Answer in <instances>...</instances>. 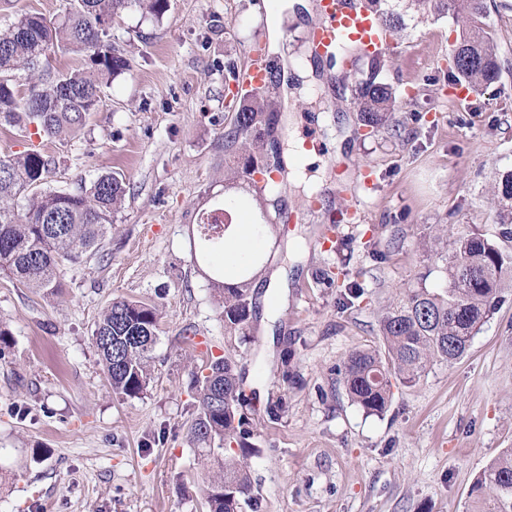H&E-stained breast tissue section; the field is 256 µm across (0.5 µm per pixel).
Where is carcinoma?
<instances>
[{
  "label": "carcinoma",
  "mask_w": 512,
  "mask_h": 512,
  "mask_svg": "<svg viewBox=\"0 0 512 512\" xmlns=\"http://www.w3.org/2000/svg\"><path fill=\"white\" fill-rule=\"evenodd\" d=\"M380 25L391 35L403 29L404 14L420 19L451 16L459 38L451 50L450 81L476 92L499 82L497 44L487 23L485 0H368ZM64 15L52 22L26 14L0 31V122L14 127L33 125L44 139L80 130L89 113L102 102V87L131 70V61L112 42V22L135 9L159 21L169 0H68ZM73 50L84 54L83 70L41 69L46 52ZM394 50L368 54L345 45L339 56L360 61L349 75L361 126L375 134L400 132L396 115L403 95L385 73ZM27 80L19 93L17 78ZM276 107L266 94L243 97L233 123L224 131L225 150L237 155L241 173L267 166L263 149L273 133ZM51 161L30 149L0 158V272L25 288L55 296L63 288L65 265L82 263L103 247L114 216L126 195L124 179L106 173L90 185L70 190L44 187ZM497 223L512 237V169L495 174L491 185ZM422 250L442 262L448 286L441 291L414 288L391 305L380 320L384 348L350 353L336 367L348 396L364 412L384 414L390 405L392 380L416 386L437 362L453 364L467 353L481 326L493 315L512 281V252L502 250L476 224H467L448 240L445 229L430 225L420 237ZM203 260L224 252V225H203L198 239ZM341 286L360 295L361 272L342 268ZM217 284L216 291L229 332L245 330L251 315L249 282ZM157 309L124 298L112 301L93 333L112 391L137 397L150 381V354L157 340ZM198 413L190 426L196 442L218 441L199 449L201 460L213 462L219 473L204 490L208 512H242L252 501V484L245 459L253 453L238 407L244 403L240 378L230 354L207 358L193 374ZM238 451L224 454V446ZM467 512H512V448L502 449L474 479Z\"/></svg>",
  "instance_id": "cac0c4a2"
}]
</instances>
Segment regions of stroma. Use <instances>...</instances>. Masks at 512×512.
I'll return each instance as SVG.
<instances>
[{"label": "stroma", "instance_id": "1", "mask_svg": "<svg viewBox=\"0 0 512 512\" xmlns=\"http://www.w3.org/2000/svg\"><path fill=\"white\" fill-rule=\"evenodd\" d=\"M283 11L280 54L310 67L293 99L294 126L276 124L265 147L282 166L283 146L310 133L308 175L342 177L336 163L370 172L360 224H327L342 203L323 190L325 211L304 192L278 188L276 208L306 212L279 226L264 274L283 271L284 298L251 292L245 335L229 334L212 272L195 258L202 213L228 191L252 197L228 169L224 127L238 106L227 68L244 71L268 19L256 0H169L160 21L125 12L112 39L132 61L102 90L85 126L44 140L0 124V157L40 149L52 160L46 185L74 188L105 173L127 186L123 208L99 255L63 269L47 298L0 273V512H207L204 477L189 425L198 412L193 371L208 353L232 349L243 378L251 432L253 500L245 512H465L487 462L512 448V293L457 363L435 364L419 385L394 386L382 416L354 404L336 373L350 353L379 347V320L408 289L445 288L419 237L424 226L480 225L498 246L490 203L495 170L512 167V11L492 6L502 79L460 111L446 90L451 18L408 21L387 72L411 88L400 135L364 137L340 62L314 60L303 33L310 6ZM346 131L343 144L328 130ZM341 238L352 251L337 250ZM361 271L362 296L342 305L320 280L341 264ZM156 306L161 319L151 379L135 398L115 396L92 341L113 299ZM282 404L280 417L270 405Z\"/></svg>", "mask_w": 512, "mask_h": 512}]
</instances>
